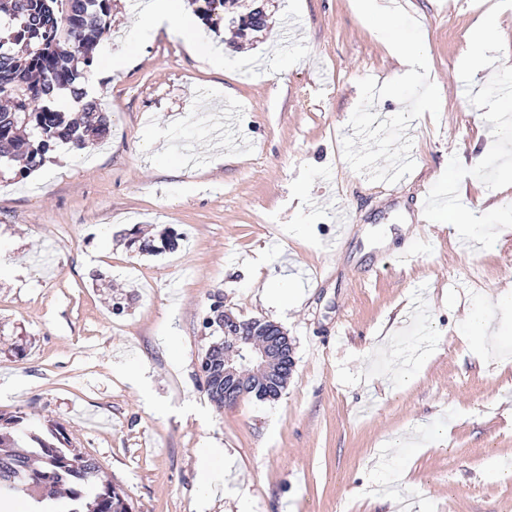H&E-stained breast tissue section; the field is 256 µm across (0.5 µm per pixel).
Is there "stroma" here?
<instances>
[{"label": "stroma", "mask_w": 512, "mask_h": 512, "mask_svg": "<svg viewBox=\"0 0 512 512\" xmlns=\"http://www.w3.org/2000/svg\"><path fill=\"white\" fill-rule=\"evenodd\" d=\"M395 2L382 28L356 0H284L248 40L199 25L228 50L218 69L163 32L128 47L137 8L116 0L88 72L106 142L0 169L15 267L0 275V411L61 425L132 512H512V478L486 473L512 461V141L495 134L512 116V0H488L501 38L477 72L460 62L476 0ZM391 42L422 46L427 76H403ZM434 90L439 111H421ZM205 102L231 103L223 132ZM450 190L478 216L473 239L419 219L422 197ZM398 224L409 233L385 245ZM167 230L176 251L131 242ZM407 249L412 271L390 268ZM259 276L300 295L262 300ZM217 298L293 337L278 400L207 399ZM473 315L492 344L471 346ZM386 466L408 469L392 504L372 492Z\"/></svg>", "instance_id": "stroma-1"}]
</instances>
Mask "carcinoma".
<instances>
[{
    "label": "carcinoma",
    "instance_id": "carcinoma-1",
    "mask_svg": "<svg viewBox=\"0 0 512 512\" xmlns=\"http://www.w3.org/2000/svg\"><path fill=\"white\" fill-rule=\"evenodd\" d=\"M114 0H0V160H24L27 169L42 165L45 155L65 145L79 151L104 139L109 120L100 104L89 100L86 112L67 118L54 108V97L69 90L75 99L86 95L78 87L82 68L93 64V50L109 32L106 19ZM197 13L206 23L221 20L230 3L241 12L229 17L240 36L265 26L266 14L253 13L241 0H197ZM178 235L140 241L143 253L173 250ZM208 400L224 407V382L214 377L204 385ZM37 444L35 453L23 449L24 438ZM34 493L67 486L65 494L85 503V512H131L119 485L105 479L99 462L70 448L56 425L47 436L33 433L26 414L0 413V495L18 485Z\"/></svg>",
    "mask_w": 512,
    "mask_h": 512
}]
</instances>
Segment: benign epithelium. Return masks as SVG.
Here are the masks:
<instances>
[{"label": "benign epithelium", "mask_w": 512, "mask_h": 512, "mask_svg": "<svg viewBox=\"0 0 512 512\" xmlns=\"http://www.w3.org/2000/svg\"><path fill=\"white\" fill-rule=\"evenodd\" d=\"M293 363L295 344L287 330L275 324L267 329L266 339L256 345L247 327L224 313V356L219 370L225 387H246L264 399L272 398L288 386L286 368Z\"/></svg>", "instance_id": "benign-epithelium-1"}]
</instances>
